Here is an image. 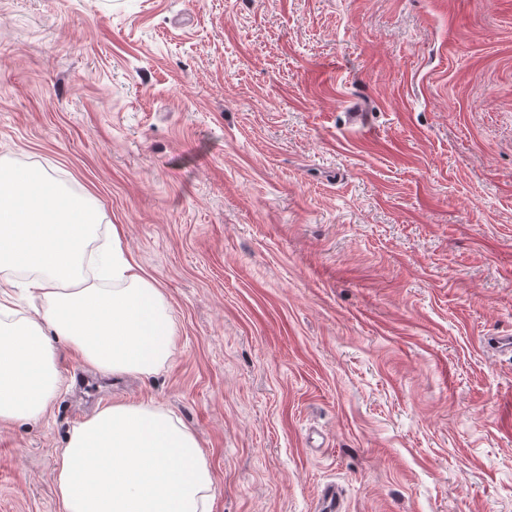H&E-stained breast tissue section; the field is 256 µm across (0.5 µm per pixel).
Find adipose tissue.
I'll use <instances>...</instances> for the list:
<instances>
[{"label": "adipose tissue", "instance_id": "adipose-tissue-1", "mask_svg": "<svg viewBox=\"0 0 512 512\" xmlns=\"http://www.w3.org/2000/svg\"><path fill=\"white\" fill-rule=\"evenodd\" d=\"M97 213L46 173L0 166V269L31 272L41 310L16 314L0 289V421L40 419L63 383L54 340L96 371L149 376L176 325L154 282L113 235L99 279L81 275ZM64 512H211L213 476L194 432L168 411L106 406L74 427L54 462Z\"/></svg>", "mask_w": 512, "mask_h": 512}]
</instances>
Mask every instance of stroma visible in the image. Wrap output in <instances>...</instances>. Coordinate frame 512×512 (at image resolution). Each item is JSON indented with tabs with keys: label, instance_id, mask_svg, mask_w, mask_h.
<instances>
[{
	"label": "stroma",
	"instance_id": "35a3bbf8",
	"mask_svg": "<svg viewBox=\"0 0 512 512\" xmlns=\"http://www.w3.org/2000/svg\"><path fill=\"white\" fill-rule=\"evenodd\" d=\"M0 160L91 199L177 324L146 377L57 342L0 512H63L116 402L196 434L212 512H512V0H0ZM315 512H345L340 493L335 485L328 484L322 488Z\"/></svg>",
	"mask_w": 512,
	"mask_h": 512
}]
</instances>
